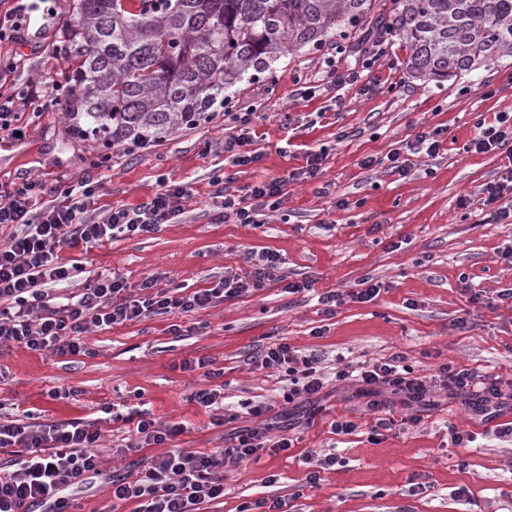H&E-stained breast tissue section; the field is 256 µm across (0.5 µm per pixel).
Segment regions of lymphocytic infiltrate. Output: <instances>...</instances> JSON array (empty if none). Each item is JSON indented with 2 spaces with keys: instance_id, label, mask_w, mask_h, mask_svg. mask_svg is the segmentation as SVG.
Instances as JSON below:
<instances>
[{
  "instance_id": "f902f5d3",
  "label": "lymphocytic infiltrate",
  "mask_w": 512,
  "mask_h": 512,
  "mask_svg": "<svg viewBox=\"0 0 512 512\" xmlns=\"http://www.w3.org/2000/svg\"><path fill=\"white\" fill-rule=\"evenodd\" d=\"M230 127L224 136V149L233 155V163L246 166L257 162L251 151L250 126L253 115L225 106ZM465 152L489 153L505 151L509 160L496 182L481 190L484 206L495 218L512 219V124L505 117L487 124L464 147ZM283 180H271L248 186L245 193L222 192L220 206L225 216L239 224H254L260 210L277 208L283 192ZM97 185L88 181L81 196L64 190L65 201L35 212L33 200L43 193L36 180H25L0 195V229L9 231L0 243V340L23 345L35 352L77 355L85 350L80 340L89 328H111L112 325L139 321L158 315H176L203 310L217 300H228L265 287L271 269L280 261L277 254L261 255L250 280L225 277L216 287L186 294L157 288L146 280L139 293L129 290L120 276L96 279L74 303L48 307L46 300L55 285L67 281L72 270L59 260L61 249L92 248L118 237L143 236L154 233L169 223L177 213L175 202L187 197L189 190L181 185L160 189L147 202L133 207L111 209L102 222L91 223L84 217L85 200L95 194ZM257 365L282 368L290 386L283 393L286 403L298 406L318 394L325 385L320 360L315 354L296 353L286 343H271L254 355ZM337 380H353L359 392L376 397L388 392L395 397L420 401L428 395L432 384L444 388L449 398L461 399L480 415L488 410L512 407V384L471 369L441 365L436 375H415L405 365L402 355L374 363H362L356 370L341 368ZM110 421H132L136 434L117 456L156 445L160 455L152 457L147 468L137 477H117L111 481L113 502L138 501L140 512H200L203 503L224 494V464L258 460L262 451L274 453L293 445L290 436H272L266 420V404H248L253 419L241 429L231 444L211 453L170 452L166 445L182 434V424H157L148 411L133 409L122 414L118 405L104 406ZM101 429L97 421L0 422V447L18 449L12 469L0 470V512H29L30 505L50 499L53 512H67L69 488L99 473L101 459L97 451Z\"/></svg>"
}]
</instances>
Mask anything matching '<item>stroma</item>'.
<instances>
[{
  "label": "stroma",
  "instance_id": "obj_1",
  "mask_svg": "<svg viewBox=\"0 0 512 512\" xmlns=\"http://www.w3.org/2000/svg\"><path fill=\"white\" fill-rule=\"evenodd\" d=\"M72 4L57 0L51 18L32 12L20 39L0 42V56L19 62L15 71L0 74V83L22 92L13 110L23 130L18 138L0 137V187L11 188L23 177L42 180L47 189L36 200L41 210L60 202V188L99 181L87 202L94 221L111 207L146 202L166 185H187L190 195L155 233L119 237L87 253L64 250V258L79 261L83 271L51 291L50 306L113 273L134 286L154 278L170 289L212 288L228 272L248 277L267 252L279 255L291 280L309 281L315 296L336 291L346 299L327 316L315 296L285 293L282 282L271 281L204 311L89 328L82 336L84 355L34 352L0 341V422L24 410L42 420H92L104 404L123 399L128 407H147L158 422L184 423L173 447L207 453L249 425L243 403L265 402L273 424L287 420V374L250 362L268 338L318 354L330 375L341 355L359 362L400 354L420 375L448 364L512 383V305L496 300L500 289L512 287V265L501 258L512 246V223L495 221L480 201L482 186L499 179L506 158L501 151H463L479 120L512 116L511 56L449 79H416L406 69L409 46L395 35L375 67V85L362 93L321 76L324 56L341 39L333 31L320 46L288 53L273 75L233 94L237 108L255 113L250 132L258 162L233 165L220 111L163 141L104 151L71 135L50 93ZM32 89L38 98H29ZM432 130L443 142L439 155L412 156L407 176L390 173L388 155L405 152L418 132ZM318 152L326 155L324 176L293 179ZM273 179L286 182L282 202L263 210L260 225L225 220L218 193ZM462 197L469 201L464 209L458 206ZM367 277L380 284L379 295L351 300ZM475 289L484 297L474 305L468 298ZM461 317L468 320L462 328L456 325ZM174 323L181 327L176 336L169 331ZM202 357L222 371L237 420L213 425L191 401L193 390L209 381L182 370L181 362ZM433 399L421 407L418 423L376 436V414L365 398L355 388L328 384L322 411L294 429V447L263 453L255 462H226L223 497L200 512H239L243 504L270 498L285 500L288 512H512V440L497 433L499 425L512 422V412L481 421L444 393ZM339 418L354 420L357 430L334 434L330 424ZM453 428L474 433L472 446L451 445ZM133 432L130 423L105 425L102 471L69 490L74 512H136L135 503L113 504L109 493L112 477L136 473L159 453L151 445L113 460V449ZM309 450L338 457L313 488L305 484L302 461Z\"/></svg>",
  "mask_w": 512,
  "mask_h": 512
}]
</instances>
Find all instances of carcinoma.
Listing matches in <instances>:
<instances>
[{
	"label": "carcinoma",
	"instance_id": "1",
	"mask_svg": "<svg viewBox=\"0 0 512 512\" xmlns=\"http://www.w3.org/2000/svg\"><path fill=\"white\" fill-rule=\"evenodd\" d=\"M58 85L78 139L153 143L207 118L229 92L342 23L356 47L392 34L415 77L444 79L512 56V0H77Z\"/></svg>",
	"mask_w": 512,
	"mask_h": 512
}]
</instances>
